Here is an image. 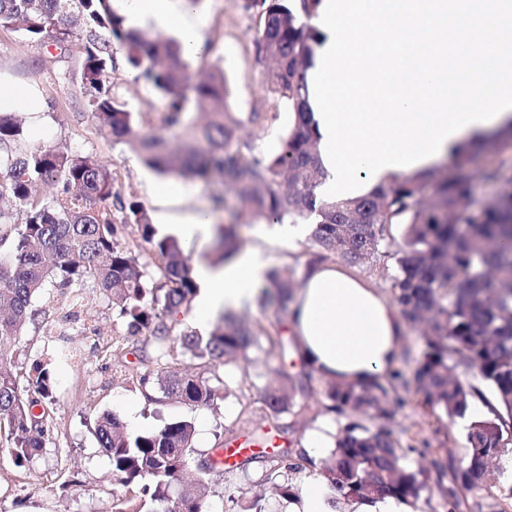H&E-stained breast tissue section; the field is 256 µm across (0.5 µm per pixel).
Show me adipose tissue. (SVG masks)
I'll list each match as a JSON object with an SVG mask.
<instances>
[{
  "label": "adipose tissue",
  "instance_id": "ef3b65f1",
  "mask_svg": "<svg viewBox=\"0 0 512 512\" xmlns=\"http://www.w3.org/2000/svg\"><path fill=\"white\" fill-rule=\"evenodd\" d=\"M127 27L173 33L185 58L205 50L208 19L193 0H117ZM322 43L307 73L328 177L324 198L364 196L423 174L512 121V0H322ZM268 265L247 251L224 265L197 263L194 319L244 308ZM304 360L326 377L385 379L407 333L397 308L345 265L313 270L290 305ZM283 512H414L401 499L328 496L306 472Z\"/></svg>",
  "mask_w": 512,
  "mask_h": 512
}]
</instances>
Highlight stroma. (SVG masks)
<instances>
[{"label": "stroma", "instance_id": "1", "mask_svg": "<svg viewBox=\"0 0 512 512\" xmlns=\"http://www.w3.org/2000/svg\"><path fill=\"white\" fill-rule=\"evenodd\" d=\"M201 5L209 16L204 33L207 50L190 61V72L222 68L232 92V110L241 121L239 135L253 140L257 151H275L291 127L293 115L263 87L266 66L256 53L257 17L246 10L245 0H201ZM82 52V34L78 31L65 47L59 48L28 43L17 33L0 29V79L29 87L46 105L39 117L26 112L21 115L29 143L96 156L112 170L121 197L141 203L150 218H157L161 207L150 188L155 171L143 165L128 143L100 130L86 108L80 88ZM113 56L110 77L114 94L132 112L145 114L149 132L178 143L183 134L166 126L159 93L138 80L136 71L126 62L124 49L115 48ZM255 112L272 114L273 119L263 125L253 123L250 117ZM492 170L512 176V141L487 147L473 155L466 166L473 209H482L501 189L499 181L486 177ZM239 222L244 249L258 250L269 265L302 270L313 249L311 238L277 240L268 234L264 221L245 213ZM403 234V225H391L387 246L358 269L361 277L386 295L391 292L390 277L396 269V254L404 244ZM124 332V322L97 295L86 303L80 321L69 331L76 347L72 359L60 357L56 340L42 333L30 330L20 336L24 367L39 360L50 363L55 376V401L50 407L55 427L47 448L24 463L16 461L0 435V512H112V495L117 487L110 461L91 432L97 415L113 412L123 417L134 404L144 430L159 429L172 420H191L198 429L196 448L204 452L228 427L235 430L238 440H250L263 406V389L272 372L283 366L293 372L300 369L295 356L284 357L276 350L265 353L253 347L235 364L231 393L215 400L213 406L193 407L174 400L154 406L147 404L137 389L113 375L114 362L105 343ZM351 419L348 413H291L282 417V430L271 431L270 440L279 449L302 446L312 431L324 427L333 436ZM393 428L402 445L425 450L428 459H448L457 467L467 461L465 421H448L439 411L425 406L415 392L406 393Z\"/></svg>", "mask_w": 512, "mask_h": 512}]
</instances>
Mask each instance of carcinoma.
I'll return each mask as SVG.
<instances>
[{
    "mask_svg": "<svg viewBox=\"0 0 512 512\" xmlns=\"http://www.w3.org/2000/svg\"><path fill=\"white\" fill-rule=\"evenodd\" d=\"M320 3L246 0L245 8L259 18L256 49L266 63L265 89L294 116L279 147L266 154L237 134L240 121L231 110L223 70L192 78L177 41L127 28L112 0H0V28L26 41L63 45L73 27L82 25V94L101 128L130 144L160 174L223 183L254 218L313 225L306 274L329 262L361 267L378 255L389 225H406V248L399 251L391 276V301L423 342L412 380L398 372L370 384L327 379L316 388L315 371L307 365L296 373L278 372L265 389L262 421L297 405L302 412L312 410L310 399L317 393L318 410L348 409L378 425L345 424L334 449L317 464L301 448L265 456L254 483L289 499L299 494L293 475L317 466L328 489L347 499L409 501L420 499L434 482L457 512L460 491L501 487V474L491 464L512 450V188L478 214L468 207L469 181L437 172L394 180L359 199L323 200L318 188L325 172L306 95V71L321 42L312 24ZM114 41L138 78L163 97L168 126L188 130L181 150L141 131L134 113L112 93ZM192 102L207 112L205 123L190 122ZM44 185L55 193L43 196ZM3 198L15 209H0V245H8L0 253V427L17 459L29 460L46 447L53 422L47 410L54 385L49 369L34 363L24 385L16 370L17 338L31 326L58 327L55 312L33 304L50 288L60 290V302L69 303V319L78 317L81 302L73 289L90 288L108 299L127 331L112 338L115 373H125L127 356H135L142 369L128 374V382L150 404L176 398L210 406L218 386L226 385L216 368L235 363L258 337H267L270 349L286 351L273 335L287 321L288 303L302 284L295 270H269L258 295L259 307L273 309L275 322L251 325L226 313L207 336L175 330L167 317L189 306L197 288L181 242L158 235L140 203L123 201L107 165L92 155L27 146L23 124L15 114L0 111ZM132 223L157 255L155 276L146 275L122 242L120 228ZM217 232L221 248L213 263L225 264L240 253L242 240L235 224ZM185 358L196 361L190 374L177 368ZM462 371L477 374L495 400L488 414L467 428V466L434 459L428 466H407L406 452L389 427L401 402L399 389L412 385L431 409L462 418L473 398H484L480 389L463 384ZM38 406L40 414L34 413ZM92 433L110 460L116 484L133 493L113 496L112 512H210L206 476L218 472L229 483L248 478L247 465L257 460L219 464L222 441L208 453L198 452L188 419L132 431L115 414L102 413L94 418Z\"/></svg>",
    "mask_w": 512,
    "mask_h": 512,
    "instance_id": "1",
    "label": "carcinoma"
}]
</instances>
